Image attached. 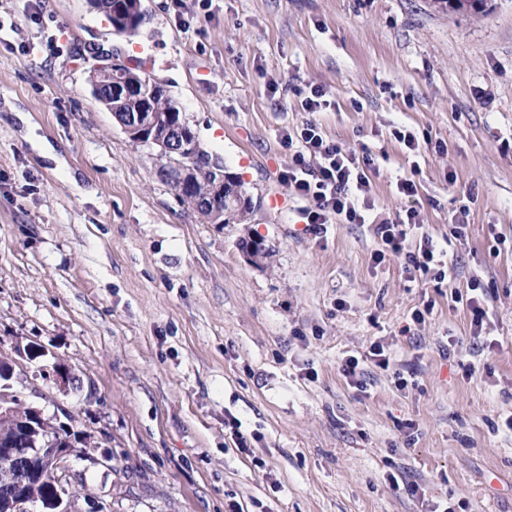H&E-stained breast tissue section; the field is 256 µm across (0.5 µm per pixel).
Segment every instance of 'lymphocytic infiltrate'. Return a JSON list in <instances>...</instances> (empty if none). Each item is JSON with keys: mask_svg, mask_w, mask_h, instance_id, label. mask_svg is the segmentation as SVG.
<instances>
[{"mask_svg": "<svg viewBox=\"0 0 512 512\" xmlns=\"http://www.w3.org/2000/svg\"><path fill=\"white\" fill-rule=\"evenodd\" d=\"M326 105L323 89L312 88L303 103L309 119L285 136L287 142L298 143L299 149L282 179L293 195L313 200V207L301 212L303 222L313 231L335 215L349 224L367 223L374 206L369 177L374 160L324 137L315 114Z\"/></svg>", "mask_w": 512, "mask_h": 512, "instance_id": "f902f5d3", "label": "lymphocytic infiltrate"}]
</instances>
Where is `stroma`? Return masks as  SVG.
Masks as SVG:
<instances>
[{
	"label": "stroma",
	"mask_w": 512,
	"mask_h": 512,
	"mask_svg": "<svg viewBox=\"0 0 512 512\" xmlns=\"http://www.w3.org/2000/svg\"><path fill=\"white\" fill-rule=\"evenodd\" d=\"M143 4L128 36L89 0H0V354L44 347L17 396L99 446L73 463L76 512H512V0ZM95 48L166 86L251 197L243 221L178 200L94 97ZM314 86L326 138L374 160L372 223L304 230L281 179ZM410 208L452 286L411 276L414 237L375 261L376 222ZM475 278L478 339L451 299ZM57 363L91 397L45 378ZM469 287L472 292L479 291V293H472L471 296L467 298V306L472 315L471 327L473 328V335L480 337L484 318L487 316L488 290L477 282H474Z\"/></svg>",
	"instance_id": "obj_1"
}]
</instances>
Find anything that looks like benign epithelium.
<instances>
[{
	"mask_svg": "<svg viewBox=\"0 0 512 512\" xmlns=\"http://www.w3.org/2000/svg\"><path fill=\"white\" fill-rule=\"evenodd\" d=\"M115 1L120 3L122 21L128 25L135 24L139 5L131 0H102V10L113 14ZM108 86L110 94L121 99V103L134 104L126 121L121 123L124 133L139 144L157 146L161 155L172 164V173L180 182L191 184L197 156L185 154L187 132L184 125L172 114L170 130L160 137L156 134L152 112L154 83L144 75L137 82H110ZM210 202L211 220L216 224L224 223V181L220 180L214 185ZM16 353V359L0 357V424L13 427L27 447H0V488L3 489L0 493V512H74L71 502L65 501L62 496L70 484L72 459L82 456L97 461V446L89 442L85 448L78 447V442L85 438L83 434L76 441L65 437L47 440L44 435L46 424L59 420L61 414L69 416L70 410L67 408L47 417L42 409L29 405L24 416L11 405L9 389L16 368L21 366L19 359L32 360L44 355V351L37 346L19 348ZM52 377L64 389L70 387L80 391L83 388L82 383L70 372L61 369L59 364L54 366ZM48 473L54 476L58 489L42 494L39 489Z\"/></svg>",
	"mask_w": 512,
	"mask_h": 512,
	"instance_id": "7a95c632",
	"label": "benign epithelium"
}]
</instances>
